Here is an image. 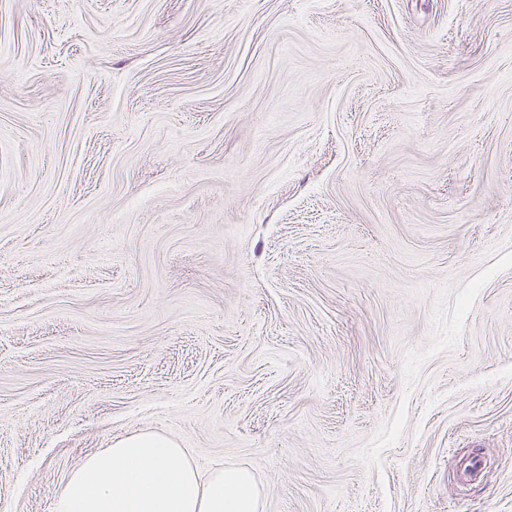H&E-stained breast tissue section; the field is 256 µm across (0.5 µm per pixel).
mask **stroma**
<instances>
[{
    "mask_svg": "<svg viewBox=\"0 0 512 512\" xmlns=\"http://www.w3.org/2000/svg\"><path fill=\"white\" fill-rule=\"evenodd\" d=\"M137 431L512 512V0H0V512Z\"/></svg>",
    "mask_w": 512,
    "mask_h": 512,
    "instance_id": "obj_1",
    "label": "stroma"
}]
</instances>
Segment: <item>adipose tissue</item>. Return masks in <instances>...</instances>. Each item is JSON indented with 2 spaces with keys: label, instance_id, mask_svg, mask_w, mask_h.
Returning a JSON list of instances; mask_svg holds the SVG:
<instances>
[{
  "label": "adipose tissue",
  "instance_id": "obj_1",
  "mask_svg": "<svg viewBox=\"0 0 512 512\" xmlns=\"http://www.w3.org/2000/svg\"><path fill=\"white\" fill-rule=\"evenodd\" d=\"M53 512H261L243 468L201 474L187 449L154 433L114 436L69 475Z\"/></svg>",
  "mask_w": 512,
  "mask_h": 512
}]
</instances>
